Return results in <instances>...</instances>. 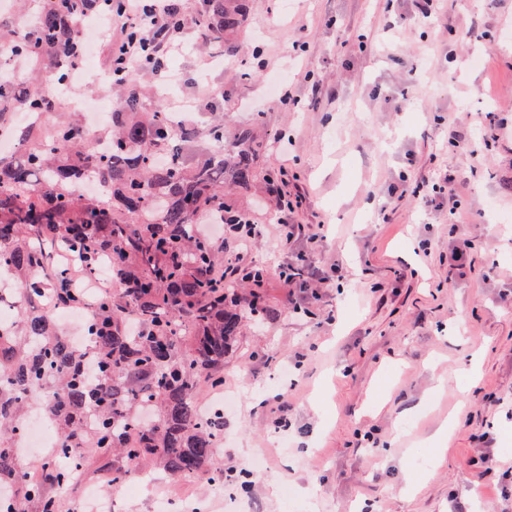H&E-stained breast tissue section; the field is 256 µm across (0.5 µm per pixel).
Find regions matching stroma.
Wrapping results in <instances>:
<instances>
[{"instance_id": "35a3bbf8", "label": "stroma", "mask_w": 512, "mask_h": 512, "mask_svg": "<svg viewBox=\"0 0 512 512\" xmlns=\"http://www.w3.org/2000/svg\"><path fill=\"white\" fill-rule=\"evenodd\" d=\"M186 40L170 79L138 70L143 104L162 92L173 111L188 101L202 119L254 127L260 170L300 197L294 223L323 239L279 247L270 194L237 196L260 230L248 257L266 269L273 315L245 323L223 390L199 389L224 416L212 457L224 478L169 476L146 458L135 470L157 477L153 493H113L110 512H160L162 498L176 512H289L290 485L312 512H512V225L488 232L490 204L512 213V0H444L429 26L412 0H248L233 43L194 27ZM0 67L29 92L55 75L46 57ZM289 71L285 102L270 77ZM480 112L494 113L495 139L474 141V158L448 124ZM433 169L462 174L472 247L457 277L447 209L396 192ZM301 252L327 275L319 299L278 277ZM123 464L83 470L64 512Z\"/></svg>"}]
</instances>
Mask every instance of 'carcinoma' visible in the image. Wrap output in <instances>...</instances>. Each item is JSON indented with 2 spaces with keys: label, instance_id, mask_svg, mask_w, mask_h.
<instances>
[{
  "label": "carcinoma",
  "instance_id": "carcinoma-1",
  "mask_svg": "<svg viewBox=\"0 0 512 512\" xmlns=\"http://www.w3.org/2000/svg\"><path fill=\"white\" fill-rule=\"evenodd\" d=\"M245 0H201V17L217 37L235 36L246 19ZM71 0H50L37 36L4 44L8 53L37 60L68 31ZM47 84L25 100L28 112L52 111L57 99ZM19 100L0 87V125L10 123L23 157H0V273L14 278L19 320L0 325V488L20 484L21 499L0 500V512H60L52 488L69 482L53 460L34 481L14 447L30 401L40 397L58 435L56 453L84 465L85 454L107 458L119 451L132 461L151 456L169 474L210 471L222 422L198 411L199 382L224 380V356L250 318L271 315L263 296L208 276L221 262L198 239L203 217L238 214L229 191L258 181L261 144L251 128L218 123L212 146L187 159L181 143L193 125L172 130L157 112L142 111L141 95L128 92L112 113V133L97 131L107 151L96 152L89 135L57 125L38 137L40 125L14 126ZM94 178L108 197L87 201L75 192ZM90 274L107 264L127 286L91 307L89 348H75L42 305L47 293L68 286L72 274L56 263L57 246Z\"/></svg>",
  "mask_w": 512,
  "mask_h": 512
}]
</instances>
